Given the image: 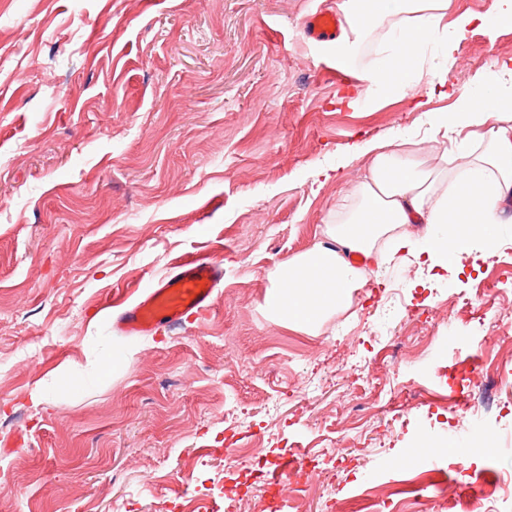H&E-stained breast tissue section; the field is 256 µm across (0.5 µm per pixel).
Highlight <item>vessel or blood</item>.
<instances>
[{"instance_id":"b4317fda","label":"vessel or blood","mask_w":512,"mask_h":512,"mask_svg":"<svg viewBox=\"0 0 512 512\" xmlns=\"http://www.w3.org/2000/svg\"><path fill=\"white\" fill-rule=\"evenodd\" d=\"M342 18L332 11L312 14L306 25L308 38L319 43H335ZM224 269L208 256H188L176 262L172 273L143 292L128 306L117 322L126 336H147L162 328L180 326L190 314L211 311L215 286L223 281Z\"/></svg>"}]
</instances>
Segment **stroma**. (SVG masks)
I'll use <instances>...</instances> for the list:
<instances>
[{"label":"stroma","instance_id":"stroma-1","mask_svg":"<svg viewBox=\"0 0 512 512\" xmlns=\"http://www.w3.org/2000/svg\"><path fill=\"white\" fill-rule=\"evenodd\" d=\"M340 2L0 0V512H445L465 473L512 512V415L449 417L469 388L436 372L512 358V301L449 307L512 267V223L444 270L387 255L313 328L269 306L363 180L354 145L425 129L512 59V25L477 28L448 97L422 80L380 98L364 45L304 40ZM345 156L343 180L319 178ZM188 253L224 264L211 313L120 334L111 299ZM452 424L488 450L389 470ZM289 459L321 474L282 499L268 480Z\"/></svg>","mask_w":512,"mask_h":512}]
</instances>
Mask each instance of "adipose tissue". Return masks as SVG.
Here are the masks:
<instances>
[{
  "instance_id": "1",
  "label": "adipose tissue",
  "mask_w": 512,
  "mask_h": 512,
  "mask_svg": "<svg viewBox=\"0 0 512 512\" xmlns=\"http://www.w3.org/2000/svg\"><path fill=\"white\" fill-rule=\"evenodd\" d=\"M342 7L352 12L356 38L390 27L393 52L366 75L377 94L405 91L421 71L431 93L447 96L448 68L423 67L424 50L435 45L449 58L468 31L512 24V0H500L493 18L462 12L450 23L448 0H344ZM426 119L433 135L454 139L455 154L440 150L424 164L425 141L415 131L364 144L362 153L373 161L354 191L355 205L337 209L328 227L331 245L295 255L277 271L279 282L298 277L272 307L280 319L310 328L350 307L353 290L365 284L362 265L385 260L378 246L383 239L393 252L440 268L473 248L498 247L496 226L512 204V60L499 64L496 79L477 81L473 93L459 95L455 112H430ZM407 224L426 225L425 236L404 232Z\"/></svg>"
}]
</instances>
